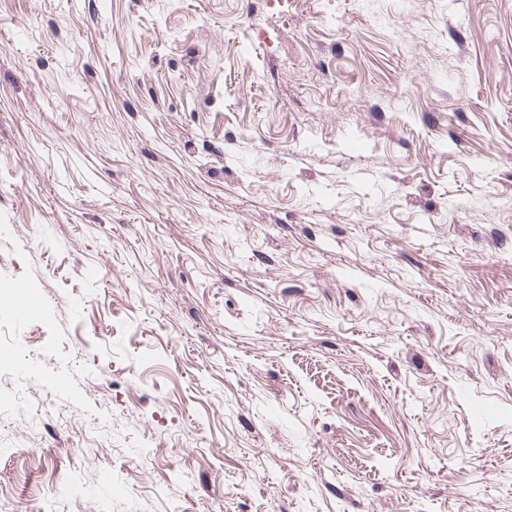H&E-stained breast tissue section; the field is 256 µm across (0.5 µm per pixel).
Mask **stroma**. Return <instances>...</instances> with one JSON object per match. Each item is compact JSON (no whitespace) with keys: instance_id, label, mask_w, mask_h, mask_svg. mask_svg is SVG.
<instances>
[{"instance_id":"obj_1","label":"stroma","mask_w":512,"mask_h":512,"mask_svg":"<svg viewBox=\"0 0 512 512\" xmlns=\"http://www.w3.org/2000/svg\"><path fill=\"white\" fill-rule=\"evenodd\" d=\"M6 512H512V0H0Z\"/></svg>"}]
</instances>
